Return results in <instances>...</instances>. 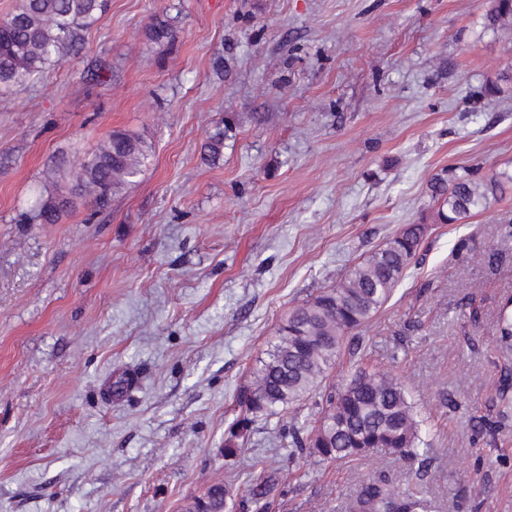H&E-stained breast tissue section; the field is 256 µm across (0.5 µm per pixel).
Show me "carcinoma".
I'll return each instance as SVG.
<instances>
[{"instance_id": "obj_1", "label": "carcinoma", "mask_w": 512, "mask_h": 512, "mask_svg": "<svg viewBox=\"0 0 512 512\" xmlns=\"http://www.w3.org/2000/svg\"><path fill=\"white\" fill-rule=\"evenodd\" d=\"M107 0H17L0 19V86L23 85L49 66L79 53L85 33L101 18ZM483 27L512 33V0H487ZM148 35L157 43L174 39L166 19H155ZM149 146L121 130L69 171V187L35 202L20 214L26 224H55L75 201L95 210L108 208L113 196L133 182L148 159ZM512 185V171L481 176L474 168L451 166L430 182L432 201L441 224H457L482 208L489 198ZM422 224H408L383 247L355 266L336 287L293 309L269 341L267 359L254 380L238 394L242 414L224 440V454L235 455L251 426L301 400L317 387L318 378L333 366L352 330L360 327L388 300L404 269L416 256L424 237ZM420 422L408 395L392 375L356 372L326 394L324 416L308 443L309 453L324 460L365 456L390 448L403 457L427 454ZM231 494L214 485L186 507V512H227ZM356 512H432L431 502L417 492L382 481L363 485Z\"/></svg>"}]
</instances>
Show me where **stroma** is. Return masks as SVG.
<instances>
[{"label": "stroma", "mask_w": 512, "mask_h": 512, "mask_svg": "<svg viewBox=\"0 0 512 512\" xmlns=\"http://www.w3.org/2000/svg\"><path fill=\"white\" fill-rule=\"evenodd\" d=\"M485 7L108 0L78 56L0 87V512H185L272 461L268 512H351L372 478L434 512H512V187L458 224L428 190L448 166L512 169V36ZM157 15L174 44L149 40ZM116 130L151 152L108 210L17 223L46 167ZM408 224L419 253L328 380L392 372L428 462L298 454L317 394L225 456L281 318Z\"/></svg>", "instance_id": "35a3bbf8"}]
</instances>
